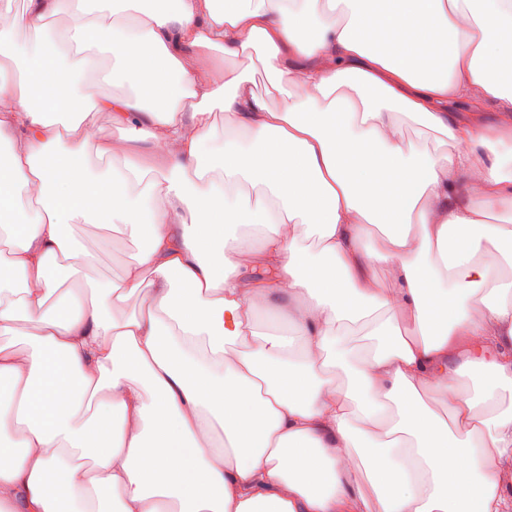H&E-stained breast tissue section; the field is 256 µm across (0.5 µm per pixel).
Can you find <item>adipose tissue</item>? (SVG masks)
Masks as SVG:
<instances>
[{
    "instance_id": "1",
    "label": "adipose tissue",
    "mask_w": 512,
    "mask_h": 512,
    "mask_svg": "<svg viewBox=\"0 0 512 512\" xmlns=\"http://www.w3.org/2000/svg\"><path fill=\"white\" fill-rule=\"evenodd\" d=\"M0 72V512H512V0H25ZM78 232L85 236L90 244H93L99 235L110 234L112 236V249L108 254L102 256V268L112 270V273H120L121 267L132 260L138 248V244L120 228L105 230L96 226L81 224Z\"/></svg>"
}]
</instances>
